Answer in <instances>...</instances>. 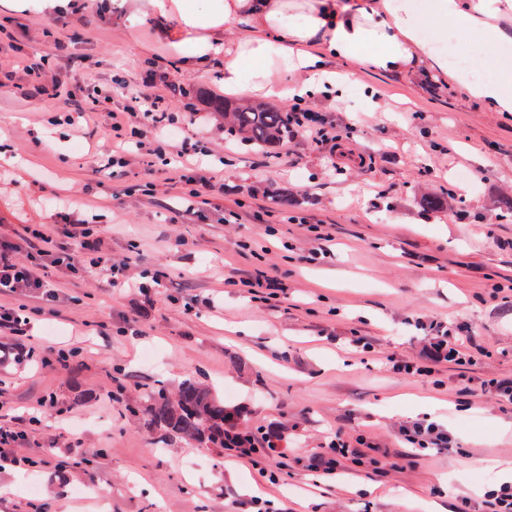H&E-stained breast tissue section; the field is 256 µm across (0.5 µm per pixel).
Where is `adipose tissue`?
<instances>
[{"instance_id":"obj_1","label":"adipose tissue","mask_w":512,"mask_h":512,"mask_svg":"<svg viewBox=\"0 0 512 512\" xmlns=\"http://www.w3.org/2000/svg\"><path fill=\"white\" fill-rule=\"evenodd\" d=\"M129 24L158 10L180 19L175 44L190 69L223 56L225 95L281 101L330 95L329 64L356 63L344 85L363 73L434 69L458 83L491 112H512L506 85L512 74L498 61L512 47V0H128ZM469 29L482 42L476 69L449 68L436 39L449 25ZM235 38H228L230 30Z\"/></svg>"}]
</instances>
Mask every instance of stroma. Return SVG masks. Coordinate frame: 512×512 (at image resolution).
<instances>
[{
    "label": "stroma",
    "mask_w": 512,
    "mask_h": 512,
    "mask_svg": "<svg viewBox=\"0 0 512 512\" xmlns=\"http://www.w3.org/2000/svg\"><path fill=\"white\" fill-rule=\"evenodd\" d=\"M66 12L0 0V232L26 224H78L97 215L103 250L129 262L142 294L110 287L101 272L53 270L55 315L35 291L0 292V307L32 314L25 337L0 332V425L27 431L0 468V512H483L484 493L512 465V406L482 382L512 379V301L492 294L512 276V220L485 216L512 201V114L488 112L437 82L435 71L364 74L338 96L310 105L324 117L320 144L286 141L260 152L231 137L218 115L199 116L202 93H220L221 61L185 68L148 15L136 27L121 0H69ZM44 62L70 99L34 92L26 66ZM378 111L364 109L363 86ZM104 103L93 121L67 125ZM165 96L178 122L147 134L129 164L108 171L109 110L127 93ZM204 153L223 191L198 212L159 155ZM288 189L293 202L277 205ZM443 198L438 210L419 197ZM240 220L226 222L228 211ZM465 219H458V212ZM328 224L326 257L305 263L312 225ZM275 275L270 296L229 279ZM471 325L484 353L431 376L396 372L416 360L439 322ZM363 338L374 350L352 345ZM76 350L67 365L45 347ZM211 387L251 430L282 440L260 476L247 456L161 438L127 407L142 386L177 392L185 379ZM469 379L475 396L462 394ZM46 397L63 410L30 425ZM436 423L445 450L412 447L402 428ZM366 441L339 477L317 462L334 434ZM38 494L24 490L27 481Z\"/></svg>",
    "instance_id": "35a3bbf8"
}]
</instances>
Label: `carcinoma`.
<instances>
[{
  "instance_id": "obj_1",
  "label": "carcinoma",
  "mask_w": 512,
  "mask_h": 512,
  "mask_svg": "<svg viewBox=\"0 0 512 512\" xmlns=\"http://www.w3.org/2000/svg\"><path fill=\"white\" fill-rule=\"evenodd\" d=\"M203 103L224 116L228 134L244 139L261 151L288 138L286 109L233 104L210 94L203 95ZM143 399V410L134 408L132 412H142L151 429L215 448L225 447L227 420L233 410L211 388L186 381L172 399L163 387L151 386L144 389Z\"/></svg>"
}]
</instances>
